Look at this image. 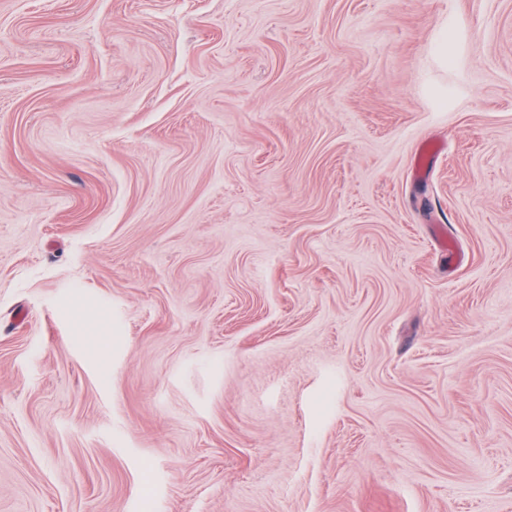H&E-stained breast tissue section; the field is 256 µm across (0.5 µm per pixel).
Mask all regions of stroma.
<instances>
[{
	"instance_id": "1",
	"label": "stroma",
	"mask_w": 512,
	"mask_h": 512,
	"mask_svg": "<svg viewBox=\"0 0 512 512\" xmlns=\"http://www.w3.org/2000/svg\"><path fill=\"white\" fill-rule=\"evenodd\" d=\"M0 512H512V0H0Z\"/></svg>"
}]
</instances>
